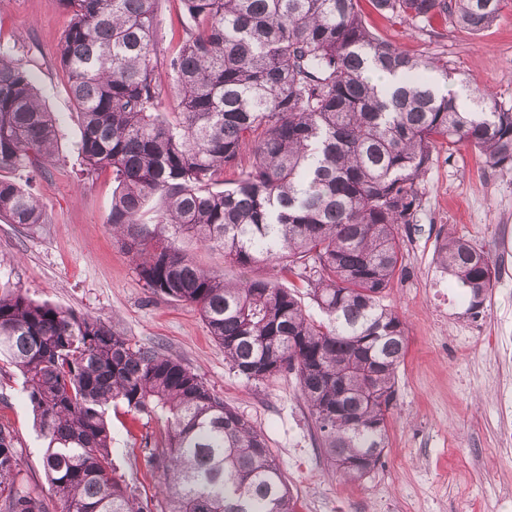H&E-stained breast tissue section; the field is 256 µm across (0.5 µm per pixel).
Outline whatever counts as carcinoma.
Wrapping results in <instances>:
<instances>
[{
    "label": "carcinoma",
    "mask_w": 512,
    "mask_h": 512,
    "mask_svg": "<svg viewBox=\"0 0 512 512\" xmlns=\"http://www.w3.org/2000/svg\"><path fill=\"white\" fill-rule=\"evenodd\" d=\"M359 2L182 0V39L166 55L160 0H58L70 24L57 50L81 118L77 156L88 175L112 170L108 224L144 285L197 311L246 379L294 372L321 451L352 481L388 447L407 336L384 298L402 271L399 226L414 223L433 152L465 144L512 169V105L479 87L469 109L439 93L448 67L383 40ZM368 2L401 23L449 17L479 33L505 0ZM161 67L174 76L171 112ZM375 70L398 83L379 87ZM57 136L32 72L0 44V218L46 223L9 172H42ZM154 197L161 205L147 223ZM183 235L243 268L277 262L307 283L323 318L271 277L230 282L202 269L177 246ZM433 262L478 316L495 276L490 253L446 236ZM0 356L20 372L48 440L43 467L59 512H297L261 429L160 349L0 284ZM119 403L166 419L162 450L144 437L163 477L152 498L112 463L106 410ZM0 512H49L3 422Z\"/></svg>",
    "instance_id": "carcinoma-1"
}]
</instances>
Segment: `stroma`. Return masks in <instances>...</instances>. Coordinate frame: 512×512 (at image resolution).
<instances>
[{"label": "stroma", "instance_id": "obj_1", "mask_svg": "<svg viewBox=\"0 0 512 512\" xmlns=\"http://www.w3.org/2000/svg\"><path fill=\"white\" fill-rule=\"evenodd\" d=\"M360 7L384 40L447 64L452 90L469 105L467 85L512 104V0L486 31L473 34L437 18L419 28ZM69 17L58 0H0V43L15 47L47 106L60 115L55 161L33 188L45 223L19 228L0 220V283L30 298L92 314L133 342L160 346L198 374L225 403L260 428L301 512H512V169L485 165L465 145L440 146L419 184L413 223L399 227L402 275L387 298L405 323L408 350L398 372L388 446L361 482L339 478L285 372L257 382L224 360L190 306L153 295L107 224L112 173L80 172L74 151L81 124L55 50ZM456 235L483 247L498 275L483 312L465 314L454 285L432 261L437 240ZM0 420L18 437L27 483L50 498L46 446L22 393V377L0 361ZM112 462L141 496L159 490L142 436L158 441L164 422L109 408Z\"/></svg>", "mask_w": 512, "mask_h": 512}]
</instances>
